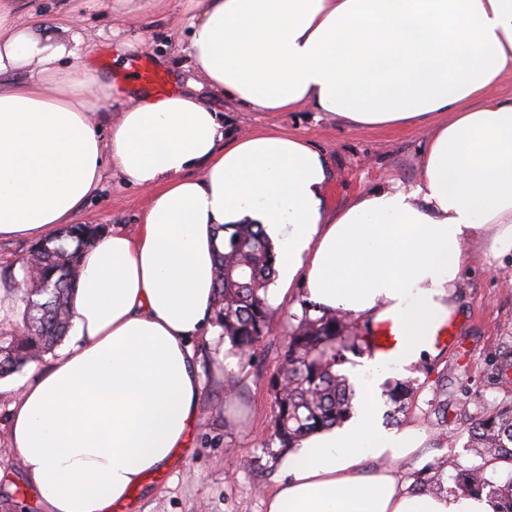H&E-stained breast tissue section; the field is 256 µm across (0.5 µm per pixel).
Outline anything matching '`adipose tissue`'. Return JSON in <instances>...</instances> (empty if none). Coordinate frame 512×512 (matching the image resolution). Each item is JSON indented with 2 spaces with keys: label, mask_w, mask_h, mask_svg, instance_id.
Instances as JSON below:
<instances>
[{
  "label": "adipose tissue",
  "mask_w": 512,
  "mask_h": 512,
  "mask_svg": "<svg viewBox=\"0 0 512 512\" xmlns=\"http://www.w3.org/2000/svg\"><path fill=\"white\" fill-rule=\"evenodd\" d=\"M194 2L200 80L158 99L90 69L72 0L49 22L0 0V240L54 236L109 172L149 196L136 234L81 250L76 343L17 388L10 443L43 512H107L185 447L224 227L263 226L278 296L298 280L318 308L397 322L404 346L374 369L432 355L468 243L512 253V99L491 93L512 72V0ZM204 88L245 112L424 130L419 179L331 209L322 151L277 131L225 139ZM419 440L381 426L365 381L349 421L284 456L266 512H494L405 490L394 468Z\"/></svg>",
  "instance_id": "obj_1"
}]
</instances>
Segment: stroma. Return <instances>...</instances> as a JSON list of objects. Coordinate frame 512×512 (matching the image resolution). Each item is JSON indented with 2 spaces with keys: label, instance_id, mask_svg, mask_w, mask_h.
<instances>
[{
  "label": "stroma",
  "instance_id": "1",
  "mask_svg": "<svg viewBox=\"0 0 512 512\" xmlns=\"http://www.w3.org/2000/svg\"><path fill=\"white\" fill-rule=\"evenodd\" d=\"M194 13L191 0H144L141 10L114 15L108 10H89L83 15L90 33L137 37L141 48L113 60L109 47L98 46L92 65L117 80L136 84L141 62L147 61L168 75L173 90L184 88L195 73L188 66L187 34ZM204 101L224 119L230 135L260 129L285 131L305 138L325 152L330 165L328 197L339 208L361 192L380 186L412 188L419 177L425 134L415 128L381 127L353 129L338 117L312 108L294 112H243L223 96L204 94ZM144 192L117 178H107L78 216L81 224L105 228L123 227L135 232L146 207ZM483 242H472L466 263L452 291L457 305L453 316L457 346L443 350L439 360L448 369V437L439 439L435 426L424 419L437 371L426 365L383 373L380 390L407 381L412 386L405 412L393 414L391 401H384L381 422L387 428L411 427L425 438L418 450L403 460L401 478L413 483L416 472L435 459L453 463H477L467 448L464 429L469 416L512 397V387L500 383L496 367L512 361V255L487 260ZM300 284L277 304L271 332L257 345L252 359L240 358L214 329L209 342L198 346L202 379L198 397V420L187 448L178 451L166 469L148 475L128 501L110 512H265V498L283 479L280 460L265 451L273 417V397L267 387L276 368L294 316L302 312ZM48 360L25 366L7 378L0 389V512H42L38 498L25 485L16 454L7 439L11 388L33 380ZM234 380L236 394L225 400L224 383Z\"/></svg>",
  "mask_w": 512,
  "mask_h": 512
}]
</instances>
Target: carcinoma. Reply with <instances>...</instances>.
<instances>
[{"mask_svg":"<svg viewBox=\"0 0 512 512\" xmlns=\"http://www.w3.org/2000/svg\"><path fill=\"white\" fill-rule=\"evenodd\" d=\"M104 232L98 224H71L64 235L44 242L19 260L24 326L0 330V378L51 352L70 329L71 310L79 286V250ZM276 255L262 225L238 224L224 239L216 277L215 323L242 358L268 335L276 311L268 300L275 277ZM370 350L369 336L354 330L340 311H325L307 302L291 327L276 370L268 379L275 411L270 442L276 454L296 449L303 437L339 426L353 408L354 389L336 367L347 354ZM410 384L388 390L395 412L406 409ZM430 406L441 416V435H448V383L440 378L431 390ZM470 441L479 464H457L451 484L442 492L465 495L487 492L495 512H512V399L474 418Z\"/></svg>","mask_w":512,"mask_h":512,"instance_id":"obj_1","label":"carcinoma"}]
</instances>
